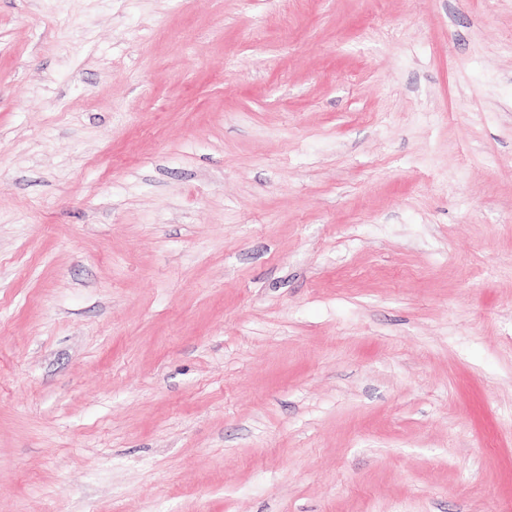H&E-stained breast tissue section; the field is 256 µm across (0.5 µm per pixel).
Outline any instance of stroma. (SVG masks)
I'll return each instance as SVG.
<instances>
[{
    "instance_id": "1",
    "label": "stroma",
    "mask_w": 512,
    "mask_h": 512,
    "mask_svg": "<svg viewBox=\"0 0 512 512\" xmlns=\"http://www.w3.org/2000/svg\"><path fill=\"white\" fill-rule=\"evenodd\" d=\"M0 512H512V0H0Z\"/></svg>"
}]
</instances>
